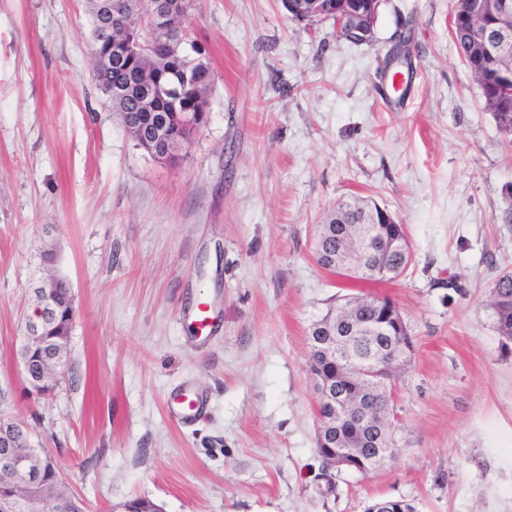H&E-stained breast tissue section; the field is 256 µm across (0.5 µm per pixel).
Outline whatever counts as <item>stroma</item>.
<instances>
[{
	"label": "stroma",
	"instance_id": "1",
	"mask_svg": "<svg viewBox=\"0 0 512 512\" xmlns=\"http://www.w3.org/2000/svg\"><path fill=\"white\" fill-rule=\"evenodd\" d=\"M456 0H382L370 43L281 0H194L213 68L207 123L170 167L91 76L86 0H0V412L22 420L88 512H512V340L488 305L512 270V136L457 51ZM411 65L385 60L400 32ZM403 224L393 281L313 258L345 196ZM76 302L70 371L45 399L15 348L43 272ZM348 294L390 298L414 344L397 377L400 453L322 496L308 329ZM209 301L214 329L188 309ZM200 391L177 423L167 401ZM210 306L206 301H199L189 310L192 325L198 337H209L212 331L213 319L210 316ZM171 415L186 425L195 421L205 409L203 397L191 388H181L169 402Z\"/></svg>",
	"mask_w": 512,
	"mask_h": 512
}]
</instances>
